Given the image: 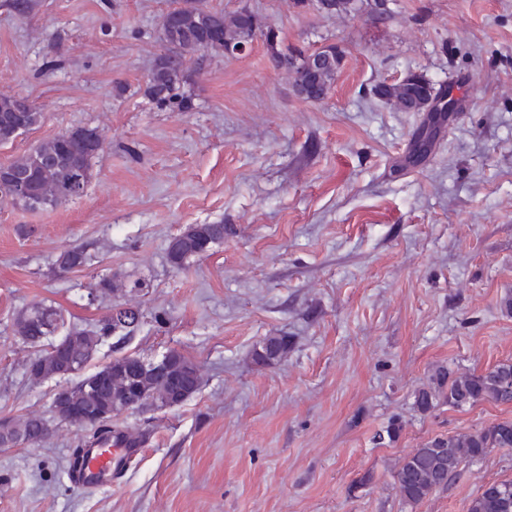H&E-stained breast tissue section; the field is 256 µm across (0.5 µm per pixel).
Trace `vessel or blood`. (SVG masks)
Wrapping results in <instances>:
<instances>
[{"instance_id": "vessel-or-blood-1", "label": "vessel or blood", "mask_w": 512, "mask_h": 512, "mask_svg": "<svg viewBox=\"0 0 512 512\" xmlns=\"http://www.w3.org/2000/svg\"><path fill=\"white\" fill-rule=\"evenodd\" d=\"M134 441L119 445H83L77 449L70 480L79 488L91 489L111 484L112 476L137 455Z\"/></svg>"}]
</instances>
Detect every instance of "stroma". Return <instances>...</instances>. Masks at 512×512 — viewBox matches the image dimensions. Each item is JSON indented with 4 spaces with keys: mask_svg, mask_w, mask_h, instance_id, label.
Here are the masks:
<instances>
[{
    "mask_svg": "<svg viewBox=\"0 0 512 512\" xmlns=\"http://www.w3.org/2000/svg\"><path fill=\"white\" fill-rule=\"evenodd\" d=\"M199 2L228 18L249 9L278 46L259 34L248 55L186 60L178 100L160 105L144 90L183 0H0V95L42 114L0 164L78 126L104 138L82 197L0 203V421L50 417L75 382L27 374L37 350L16 320L39 303L85 329L113 304L138 307L123 351L175 348L202 377L180 405L115 417L142 452L111 486L69 479L87 429L0 447V512H466L512 479V450L463 464L414 506L395 472L434 437L512 419V404L414 405L437 366L512 361V0H353L333 15ZM329 45L342 65L306 101L277 55ZM410 74L455 109L434 118L374 96ZM422 132L433 146L416 157ZM191 224L223 225L224 240L174 268L167 243ZM75 247L86 265L59 272ZM103 278L115 292L95 291ZM270 335L291 347L256 365Z\"/></svg>",
    "mask_w": 512,
    "mask_h": 512,
    "instance_id": "35a3bbf8",
    "label": "stroma"
}]
</instances>
